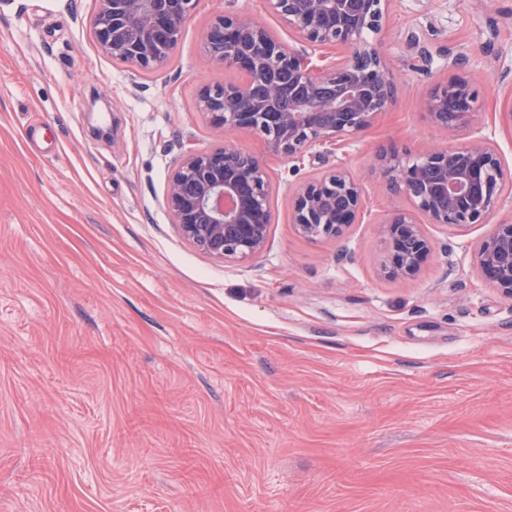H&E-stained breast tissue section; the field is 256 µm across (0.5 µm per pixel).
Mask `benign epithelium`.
I'll use <instances>...</instances> for the list:
<instances>
[{"instance_id":"1","label":"benign epithelium","mask_w":512,"mask_h":512,"mask_svg":"<svg viewBox=\"0 0 512 512\" xmlns=\"http://www.w3.org/2000/svg\"><path fill=\"white\" fill-rule=\"evenodd\" d=\"M90 29L99 52L138 72L159 71L173 57L198 0H95ZM293 31L300 48L278 41L256 15H216L202 33L211 61L244 76L204 85L196 107L226 135H260L272 152L300 166L315 147L334 146L371 126L392 102V79L368 33L382 29L390 0H265ZM334 47L346 56L332 65L313 63L309 50ZM477 99L470 82L452 77L426 101L433 123L461 145L427 148L415 155L385 152L376 165L411 208L384 225L382 273L412 278L433 252L417 221L459 231L487 224L507 180L491 141L478 134ZM266 166L233 145L185 149L164 203L185 240L219 260L244 261L265 246L270 223ZM293 224L309 239L338 238L363 211L359 184L344 166L302 183L292 196ZM476 261L484 278L512 298V223L496 224Z\"/></svg>"}]
</instances>
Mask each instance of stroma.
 Here are the masks:
<instances>
[{
  "label": "stroma",
  "mask_w": 512,
  "mask_h": 512,
  "mask_svg": "<svg viewBox=\"0 0 512 512\" xmlns=\"http://www.w3.org/2000/svg\"><path fill=\"white\" fill-rule=\"evenodd\" d=\"M95 0H0V512H512V299L475 261L512 221L425 225L433 254L384 277L377 154L446 139L425 101L459 58L479 128L512 169V0H391L377 41L392 105L300 170L258 135L264 249L217 261L164 205L182 149L222 145L197 112L236 81L200 31L265 0H199L165 69L103 56ZM116 123L113 136L93 127ZM343 165L358 223L308 239L291 193Z\"/></svg>",
  "instance_id": "stroma-1"
}]
</instances>
